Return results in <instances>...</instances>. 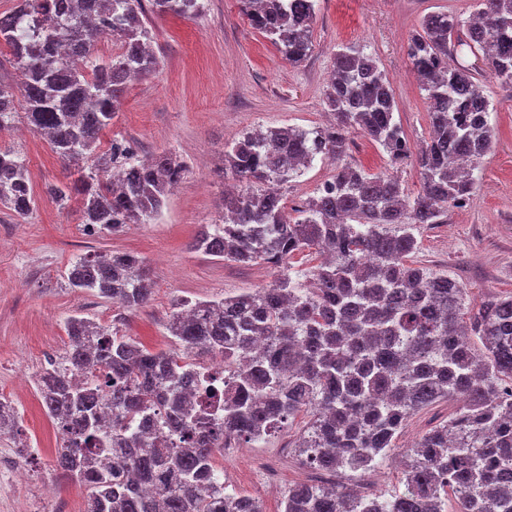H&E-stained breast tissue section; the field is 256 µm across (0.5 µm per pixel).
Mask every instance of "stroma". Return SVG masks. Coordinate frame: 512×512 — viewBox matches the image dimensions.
Wrapping results in <instances>:
<instances>
[{
  "label": "stroma",
  "instance_id": "1",
  "mask_svg": "<svg viewBox=\"0 0 512 512\" xmlns=\"http://www.w3.org/2000/svg\"><path fill=\"white\" fill-rule=\"evenodd\" d=\"M193 18L150 16L159 70L127 84L103 144L119 138L138 157L167 150L188 166L182 184L168 196L151 223L112 234L86 235L78 200L57 203L47 185L75 176L49 144L25 123L0 131V147L24 153L36 208L22 218L0 209V396L19 409L28 449L0 438V454L12 457L24 480L0 476V512H81L86 491L54 481L59 436L34 381L41 372L40 353L65 352L64 320L79 315L111 325L117 314L111 300L68 287L67 271L82 256L132 252L154 274L149 303L132 314L122 333L152 350L173 346L164 324L177 300H211L251 292L268 284L274 271L265 265L241 266L192 248L202 225L221 213L224 152L243 133L284 125L311 130L329 123L324 104L337 51L357 46L372 55L393 90L394 118L411 149L429 139L426 93L406 55L408 39L421 19L447 12L466 22L475 0H316L312 50L302 63L286 60L271 41L254 29L240 0H201ZM458 64L472 70L493 110V147L474 176L477 188L469 203L450 209L444 224H427L416 233L417 264L446 274L463 288L466 307L492 296L512 293V83L495 77L481 52L458 47ZM341 163L369 174L397 173L410 194L421 186L414 159L391 163L388 154L362 133H351ZM337 163L315 158L296 177L278 184L287 210L300 207L331 179ZM451 408L442 400L412 417L385 463L366 473L369 490L397 488L409 450L431 427L446 421ZM307 422L289 420L287 428L265 439L234 444L220 457L234 490L258 498L264 512H280L284 491L304 483L303 464L284 446H295Z\"/></svg>",
  "mask_w": 512,
  "mask_h": 512
}]
</instances>
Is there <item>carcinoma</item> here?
<instances>
[{"label":"carcinoma","mask_w":512,"mask_h":512,"mask_svg":"<svg viewBox=\"0 0 512 512\" xmlns=\"http://www.w3.org/2000/svg\"><path fill=\"white\" fill-rule=\"evenodd\" d=\"M250 25L292 64L312 50L315 0H241ZM198 0H17L0 12V42L16 59L18 90L0 84V130L24 116L77 178L53 185L64 205L79 198L82 224L115 234L148 224L187 166L164 151L144 163L124 140L99 151L132 76L161 66L146 12L190 18ZM120 35V52L103 58L95 44ZM483 51L491 73L512 82V0H478L463 25L432 13L411 35L407 54L427 93L431 136L416 155L422 185L407 193L394 174L336 168L333 186L292 217L266 185L286 182L316 156H344L359 131L393 163L410 158L394 120L395 100L377 61L351 46L336 53L324 103L334 121L247 132L224 151V213L192 248L222 261L277 271L265 288L220 299L183 300L166 324L181 351H151L115 329L70 316L67 367L43 373L37 390L61 421L66 444L55 471L61 484L87 490L85 512H263L260 501L225 492L216 480L215 435L206 406L188 390L198 363L224 356V377L208 397L224 395V440L257 441L300 413L311 416L298 439L303 462L327 473L382 466L408 420L439 400L465 397L448 420L411 449L403 489L368 492L345 484H301L283 495L284 512H512V295L464 309V289L445 274L408 262L414 230L448 223L476 190L473 171L493 147L491 103L470 70L454 63L456 45ZM34 191L25 159L0 148V206L29 214ZM312 249L318 264L290 274L289 260ZM153 272L131 253L76 259L72 288L112 300L119 320L150 300ZM94 384L76 379L87 369ZM112 404V449L97 412ZM163 409L190 444L142 440L138 424ZM16 407L0 400V429H13ZM150 484L153 491L143 490Z\"/></svg>","instance_id":"carcinoma-1"}]
</instances>
